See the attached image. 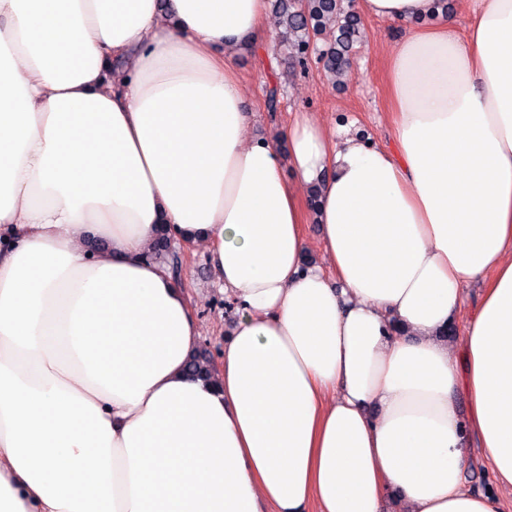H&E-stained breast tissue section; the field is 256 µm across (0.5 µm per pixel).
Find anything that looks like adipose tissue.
I'll use <instances>...</instances> for the list:
<instances>
[{
  "instance_id": "adipose-tissue-1",
  "label": "adipose tissue",
  "mask_w": 512,
  "mask_h": 512,
  "mask_svg": "<svg viewBox=\"0 0 512 512\" xmlns=\"http://www.w3.org/2000/svg\"><path fill=\"white\" fill-rule=\"evenodd\" d=\"M459 3L463 30L356 0L411 27L387 145L309 115L249 134L238 48L269 41L268 0H0V512H499L512 0ZM161 224L236 309L209 381ZM472 439L495 490L465 483ZM150 257L166 263L171 268L174 276L178 275L181 271L182 261L178 257L177 252L171 250L169 236L165 230H162L157 237L154 251L150 254ZM465 297H466V306L463 309L462 313L458 317V319L453 323V333L451 335V338L448 339L450 343H459L462 338L463 333V324L467 317L468 312L470 311L471 307L475 304L477 301L480 292H481V286L479 283H470L466 285L465 287Z\"/></svg>"
}]
</instances>
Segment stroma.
I'll use <instances>...</instances> for the list:
<instances>
[{
    "instance_id": "stroma-1",
    "label": "stroma",
    "mask_w": 512,
    "mask_h": 512,
    "mask_svg": "<svg viewBox=\"0 0 512 512\" xmlns=\"http://www.w3.org/2000/svg\"><path fill=\"white\" fill-rule=\"evenodd\" d=\"M406 32L404 24L362 17L354 72L340 86L330 81L319 63H311L304 72L289 68L288 51L274 40L241 53L244 94L254 113L252 134L272 136L299 113L307 112L326 129L348 120L376 141L390 142L392 115L387 106L385 61L394 42ZM274 80L281 81L282 91L279 110L272 115L266 110L264 87ZM178 283L196 310L200 347L219 356L235 310L214 280L205 249L190 250Z\"/></svg>"
}]
</instances>
